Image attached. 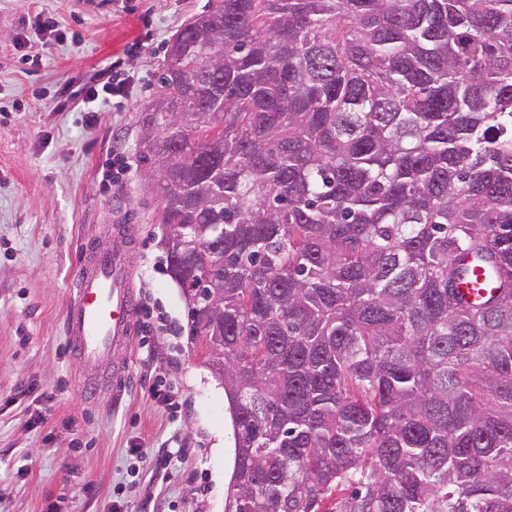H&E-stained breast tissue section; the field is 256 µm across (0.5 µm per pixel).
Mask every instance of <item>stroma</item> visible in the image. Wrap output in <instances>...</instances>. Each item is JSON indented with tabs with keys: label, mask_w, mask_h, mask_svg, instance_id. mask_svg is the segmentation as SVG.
<instances>
[{
	"label": "stroma",
	"mask_w": 512,
	"mask_h": 512,
	"mask_svg": "<svg viewBox=\"0 0 512 512\" xmlns=\"http://www.w3.org/2000/svg\"><path fill=\"white\" fill-rule=\"evenodd\" d=\"M212 0H0V512H225L234 438L224 387L189 336L138 141L166 48ZM65 38L45 37L44 21ZM152 30L150 51L136 47ZM117 64L131 94L102 121L58 109L62 87ZM138 226L147 309L127 381L90 395L64 316L82 239ZM174 392L163 409L151 386ZM184 446L166 470L160 449Z\"/></svg>",
	"instance_id": "35a3bbf8"
}]
</instances>
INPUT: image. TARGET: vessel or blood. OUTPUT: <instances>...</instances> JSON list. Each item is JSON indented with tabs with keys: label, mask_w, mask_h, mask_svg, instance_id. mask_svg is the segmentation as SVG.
I'll list each match as a JSON object with an SVG mask.
<instances>
[{
	"label": "vessel or blood",
	"mask_w": 512,
	"mask_h": 512,
	"mask_svg": "<svg viewBox=\"0 0 512 512\" xmlns=\"http://www.w3.org/2000/svg\"><path fill=\"white\" fill-rule=\"evenodd\" d=\"M133 226L114 227V242L98 247L83 242L74 276L75 294L66 309V334L77 355L101 380L119 377L124 367L114 355L134 332L137 298L127 253Z\"/></svg>",
	"instance_id": "1"
}]
</instances>
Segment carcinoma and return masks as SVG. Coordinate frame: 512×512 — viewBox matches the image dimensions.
Masks as SVG:
<instances>
[{
	"mask_svg": "<svg viewBox=\"0 0 512 512\" xmlns=\"http://www.w3.org/2000/svg\"><path fill=\"white\" fill-rule=\"evenodd\" d=\"M158 82L226 512H512V0H214Z\"/></svg>",
	"mask_w": 512,
	"mask_h": 512,
	"instance_id": "1",
	"label": "carcinoma"
}]
</instances>
